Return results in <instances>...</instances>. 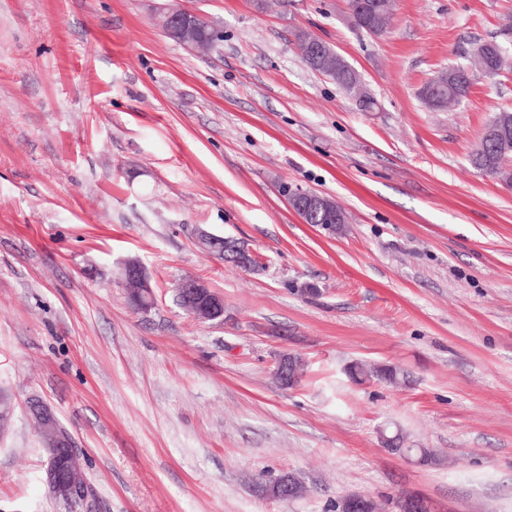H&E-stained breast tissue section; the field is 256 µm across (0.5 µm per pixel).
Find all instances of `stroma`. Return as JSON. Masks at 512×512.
<instances>
[{"instance_id":"stroma-1","label":"stroma","mask_w":512,"mask_h":512,"mask_svg":"<svg viewBox=\"0 0 512 512\" xmlns=\"http://www.w3.org/2000/svg\"><path fill=\"white\" fill-rule=\"evenodd\" d=\"M166 0H0V512H62L28 415L71 433L97 512H331L402 492L439 512H512V187L470 156L512 110V71L454 111L420 88L473 43L512 55V0H395L387 29L348 0H178L222 30L168 38ZM310 32L356 69L363 111L300 58ZM336 201L337 232L287 190ZM237 239L245 270L194 229ZM130 258L154 291L118 282ZM185 278L224 298L202 322ZM305 364L282 387L284 355ZM409 381L355 384L350 365ZM401 429L434 465L388 451ZM284 475L300 498L262 492ZM119 282L123 287L133 284L130 288L131 300L135 310L140 311L141 306L148 308L154 305V295L149 276L144 267L136 260H128L121 268Z\"/></svg>"}]
</instances>
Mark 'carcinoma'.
Returning a JSON list of instances; mask_svg holds the SVG:
<instances>
[{
	"label": "carcinoma",
	"mask_w": 512,
	"mask_h": 512,
	"mask_svg": "<svg viewBox=\"0 0 512 512\" xmlns=\"http://www.w3.org/2000/svg\"><path fill=\"white\" fill-rule=\"evenodd\" d=\"M393 0H378L377 5L368 17L372 28L383 32L392 16ZM303 62L313 71L330 79L348 95L354 97L361 107L369 110L374 99L366 92L360 74L336 55V50L326 45L324 50L317 47L318 37L304 31L295 34ZM508 65V57L504 48L495 42H484L472 49L467 62L450 66L438 73L418 92V97L429 109L440 111L457 106L464 101L473 82L480 76L492 77L501 73ZM501 119L507 127L509 141L489 140L488 145L480 147L472 154L471 164L478 171L499 178L506 182L512 181V170L504 163L503 154L512 151V110L501 111ZM351 378L357 383L377 379L390 385H399L407 381L403 371L389 366L368 367L353 364L349 370ZM63 469L71 481L78 487L86 488L80 477V454L75 452L62 462Z\"/></svg>",
	"instance_id": "1"
}]
</instances>
